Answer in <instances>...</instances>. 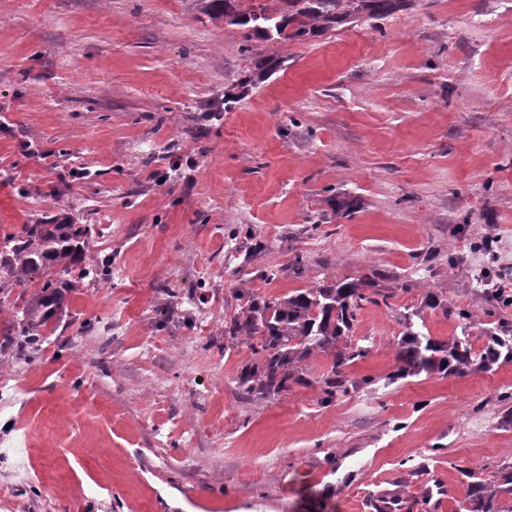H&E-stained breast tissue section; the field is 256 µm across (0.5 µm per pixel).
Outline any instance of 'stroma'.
<instances>
[{"mask_svg":"<svg viewBox=\"0 0 512 512\" xmlns=\"http://www.w3.org/2000/svg\"><path fill=\"white\" fill-rule=\"evenodd\" d=\"M45 216L92 227L104 273L32 345L0 290V512H368L391 480L460 512L464 471L512 460V363L389 379L404 312L477 348L512 323L485 294L512 282V0L290 41L206 0H0V237ZM370 272L390 299L351 329L355 388L323 403L314 355L306 384L241 394L239 291Z\"/></svg>","mask_w":512,"mask_h":512,"instance_id":"obj_1","label":"stroma"}]
</instances>
